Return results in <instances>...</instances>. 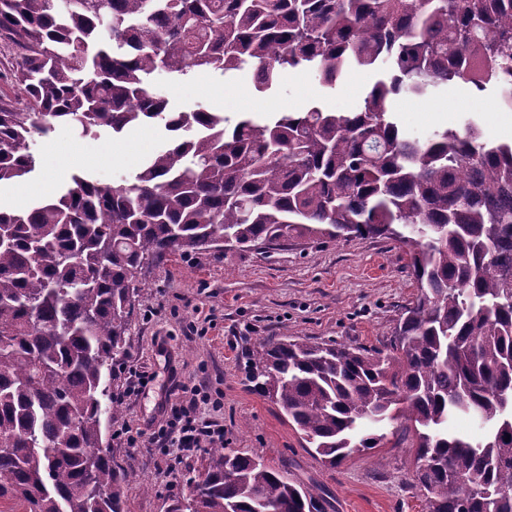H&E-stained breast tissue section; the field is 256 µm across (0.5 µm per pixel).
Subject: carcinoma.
Listing matches in <instances>:
<instances>
[{
	"label": "carcinoma",
	"instance_id": "1",
	"mask_svg": "<svg viewBox=\"0 0 512 512\" xmlns=\"http://www.w3.org/2000/svg\"><path fill=\"white\" fill-rule=\"evenodd\" d=\"M0 185L35 171L29 142L161 123L169 143L134 180L80 175L25 209L0 205V502L7 512H126L127 474L102 447L120 413L106 376L149 267L286 237L400 243L419 294L386 351L285 337L250 378L330 466L400 422L426 512H512V143L452 130L409 138L392 103L462 83L512 104V0H0ZM382 65L354 111L269 121L173 112V78L254 69L334 86ZM465 414L480 438L455 435ZM321 486L212 448L197 496L172 512H327Z\"/></svg>",
	"mask_w": 512,
	"mask_h": 512
}]
</instances>
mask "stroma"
Instances as JSON below:
<instances>
[{
    "label": "stroma",
    "instance_id": "35a3bbf8",
    "mask_svg": "<svg viewBox=\"0 0 512 512\" xmlns=\"http://www.w3.org/2000/svg\"><path fill=\"white\" fill-rule=\"evenodd\" d=\"M378 77L377 71L359 68L329 87L315 74L298 71L259 93L249 70L228 76L205 72L186 82L159 72L152 86L175 112L201 104L229 117H266L312 105L353 110ZM498 98L496 89L476 97L466 85L453 83L400 97L393 110L414 138L446 128L459 131L472 122L483 139L508 142L512 109L501 108ZM167 140L165 130L153 124L118 135L105 130L94 139L56 128L32 144L39 163L27 183L0 186V204L23 208L76 174L104 185L133 179L142 160ZM25 185L33 187V194H21ZM406 264L396 242L359 236L347 241L292 238L270 248L221 253L179 252L153 269L132 321L129 355L111 385L121 414L104 424L112 460L127 473V512H170L202 476L205 452L176 465L159 439L171 406L200 385L224 420L226 451L262 458L270 468L317 482L331 512H425L424 498L414 487L411 440L397 424L384 426L382 447L329 468L305 451L283 410L247 379V353L265 339L300 336L383 348L403 308L418 295ZM142 374L150 381L140 388L136 382ZM125 428L138 432L136 445L119 439Z\"/></svg>",
    "mask_w": 512,
    "mask_h": 512
}]
</instances>
